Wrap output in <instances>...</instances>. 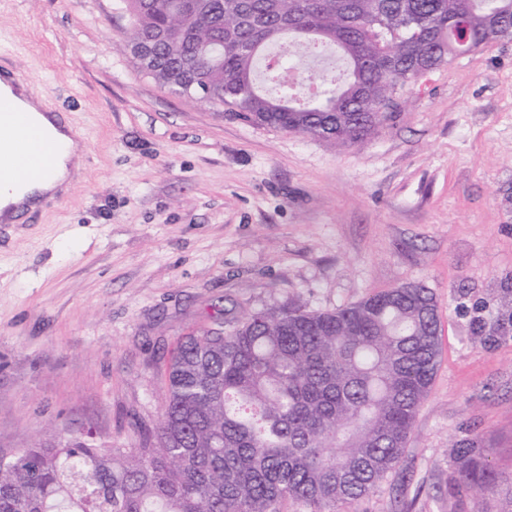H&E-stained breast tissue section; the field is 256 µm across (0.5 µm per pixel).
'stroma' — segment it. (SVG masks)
I'll use <instances>...</instances> for the list:
<instances>
[{"label":"stroma","mask_w":512,"mask_h":512,"mask_svg":"<svg viewBox=\"0 0 512 512\" xmlns=\"http://www.w3.org/2000/svg\"><path fill=\"white\" fill-rule=\"evenodd\" d=\"M121 0H0V60L83 137L63 204L0 232V455L46 434L127 446L179 338L295 301L430 288L440 357L396 470L341 512H497L460 448L512 483V39L396 96L362 144L252 125L140 71Z\"/></svg>","instance_id":"1"}]
</instances>
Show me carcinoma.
Here are the masks:
<instances>
[{"label": "carcinoma", "instance_id": "carcinoma-1", "mask_svg": "<svg viewBox=\"0 0 512 512\" xmlns=\"http://www.w3.org/2000/svg\"><path fill=\"white\" fill-rule=\"evenodd\" d=\"M139 68L169 91L247 123L336 144L391 120L393 94L512 37V0H122ZM329 48L342 73L307 76L309 97L260 66L271 46ZM439 356L437 304L405 283L335 310L299 303L182 337L161 369L152 434L101 448L48 435L0 456V512H340L401 459ZM454 480L499 493L493 468L459 450Z\"/></svg>", "mask_w": 512, "mask_h": 512}]
</instances>
